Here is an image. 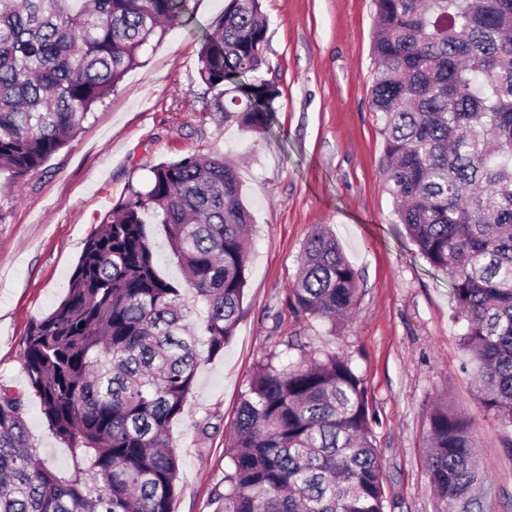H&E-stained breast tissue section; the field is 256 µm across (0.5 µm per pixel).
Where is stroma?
Returning <instances> with one entry per match:
<instances>
[{
    "label": "stroma",
    "mask_w": 512,
    "mask_h": 512,
    "mask_svg": "<svg viewBox=\"0 0 512 512\" xmlns=\"http://www.w3.org/2000/svg\"><path fill=\"white\" fill-rule=\"evenodd\" d=\"M227 0H194L142 54L81 131L36 172L0 173V383L27 400L33 443L47 466L71 472V452L50 430L23 369V339L63 299L95 228L151 169L188 155L238 167L254 217L244 314L224 352L203 358L183 414L170 428L180 460L173 512H212L237 408L261 358L290 342L348 357L367 389L387 512H439L424 443L438 403L472 420L489 492L486 512H512V432L479 407L451 287L397 224L379 162L382 121L370 107L377 69L372 0H262L264 55L280 95L275 121L249 136L205 113L198 73L202 34ZM327 225L357 273L356 310L329 326L298 317L286 296L312 228ZM211 428H204V421Z\"/></svg>",
    "instance_id": "obj_1"
}]
</instances>
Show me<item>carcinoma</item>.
Returning <instances> with one entry per match:
<instances>
[{
    "instance_id": "carcinoma-1",
    "label": "carcinoma",
    "mask_w": 512,
    "mask_h": 512,
    "mask_svg": "<svg viewBox=\"0 0 512 512\" xmlns=\"http://www.w3.org/2000/svg\"><path fill=\"white\" fill-rule=\"evenodd\" d=\"M192 0H0V168L20 181L74 138L142 52L188 25ZM370 93L381 172L398 222L448 275L453 320L481 384V408L512 427V0H373ZM261 0H228L203 36L197 72L210 108L245 132L274 120ZM129 187L88 239L65 298L21 354L53 434L86 462L61 476L40 461L25 398L0 385V512H172L179 461L169 427L200 364L243 315L253 222L236 167L189 155ZM162 227L186 288L160 271ZM357 273L331 231L309 234L288 302L344 320ZM204 306L190 322L184 290ZM285 349L257 364L237 409L213 512H385L363 380L349 359ZM468 425L429 415L428 483L441 512H483L486 480Z\"/></svg>"
}]
</instances>
